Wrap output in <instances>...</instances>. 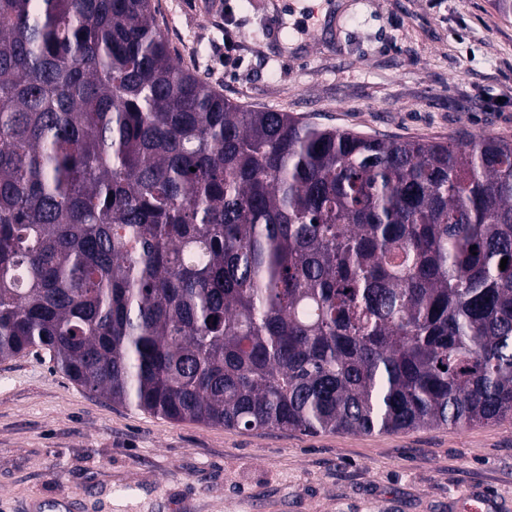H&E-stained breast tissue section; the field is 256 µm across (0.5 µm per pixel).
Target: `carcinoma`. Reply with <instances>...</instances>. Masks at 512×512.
Returning <instances> with one entry per match:
<instances>
[{
	"instance_id": "carcinoma-1",
	"label": "carcinoma",
	"mask_w": 512,
	"mask_h": 512,
	"mask_svg": "<svg viewBox=\"0 0 512 512\" xmlns=\"http://www.w3.org/2000/svg\"><path fill=\"white\" fill-rule=\"evenodd\" d=\"M43 351L174 421L512 418V141L242 108L152 0H0V360Z\"/></svg>"
}]
</instances>
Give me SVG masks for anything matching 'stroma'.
I'll use <instances>...</instances> for the list:
<instances>
[{"label":"stroma","instance_id":"stroma-1","mask_svg":"<svg viewBox=\"0 0 512 512\" xmlns=\"http://www.w3.org/2000/svg\"><path fill=\"white\" fill-rule=\"evenodd\" d=\"M154 0L179 62L225 99L325 127L512 140V19L493 0H278L330 22L309 57L267 40L263 0ZM241 64L224 69V35ZM512 512V421L396 433L245 431L95 396L47 357L0 361V512Z\"/></svg>","mask_w":512,"mask_h":512}]
</instances>
